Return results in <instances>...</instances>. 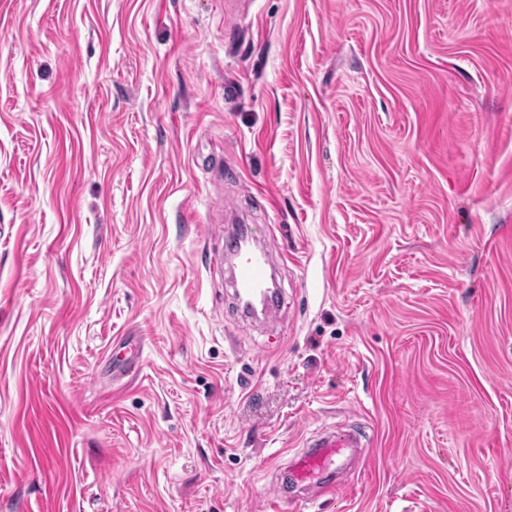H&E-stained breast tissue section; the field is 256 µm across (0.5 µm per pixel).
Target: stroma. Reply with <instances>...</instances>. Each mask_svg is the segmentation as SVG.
<instances>
[{"instance_id":"obj_1","label":"stroma","mask_w":512,"mask_h":512,"mask_svg":"<svg viewBox=\"0 0 512 512\" xmlns=\"http://www.w3.org/2000/svg\"><path fill=\"white\" fill-rule=\"evenodd\" d=\"M1 224L0 512H512V0H0ZM225 259L233 268V288L239 308L244 315L248 313L239 302V297L250 300L261 309L267 308L273 303V299H267L268 286L272 276L269 272L270 263L266 252L251 247L239 252H232L227 246ZM358 446L356 439L345 431H326L311 443L295 453L288 461L287 468L294 483L304 490L317 495H327L336 490L332 466L344 448ZM329 476H332L329 478Z\"/></svg>"}]
</instances>
